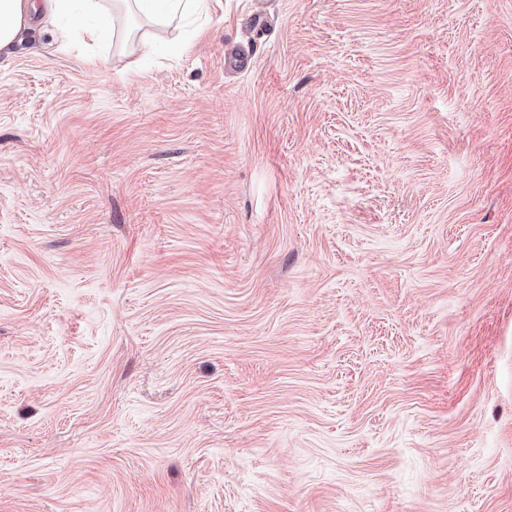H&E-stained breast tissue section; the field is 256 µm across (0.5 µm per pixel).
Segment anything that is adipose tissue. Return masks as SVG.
<instances>
[{
    "label": "adipose tissue",
    "instance_id": "obj_1",
    "mask_svg": "<svg viewBox=\"0 0 512 512\" xmlns=\"http://www.w3.org/2000/svg\"><path fill=\"white\" fill-rule=\"evenodd\" d=\"M209 10L210 0H0V63L13 57L35 18L52 42L65 45L78 36L102 49L115 14L133 15L147 26L179 28Z\"/></svg>",
    "mask_w": 512,
    "mask_h": 512
}]
</instances>
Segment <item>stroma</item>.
Masks as SVG:
<instances>
[{
	"instance_id": "35a3bbf8",
	"label": "stroma",
	"mask_w": 512,
	"mask_h": 512,
	"mask_svg": "<svg viewBox=\"0 0 512 512\" xmlns=\"http://www.w3.org/2000/svg\"><path fill=\"white\" fill-rule=\"evenodd\" d=\"M175 36L0 65V512H512V0Z\"/></svg>"
}]
</instances>
